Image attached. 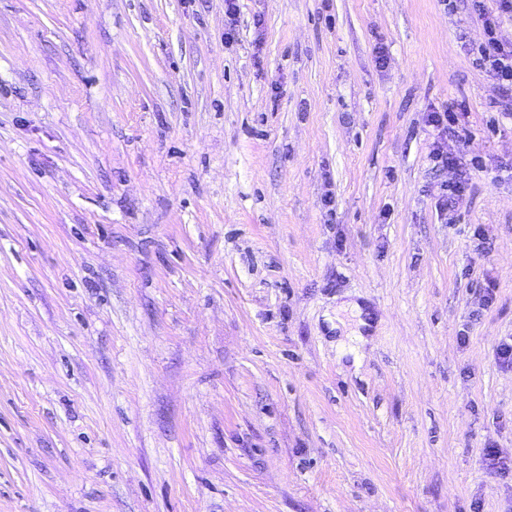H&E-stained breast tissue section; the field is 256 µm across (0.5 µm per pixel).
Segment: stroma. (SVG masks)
<instances>
[{
    "mask_svg": "<svg viewBox=\"0 0 512 512\" xmlns=\"http://www.w3.org/2000/svg\"><path fill=\"white\" fill-rule=\"evenodd\" d=\"M484 3L0 0V512H512Z\"/></svg>",
    "mask_w": 512,
    "mask_h": 512,
    "instance_id": "stroma-1",
    "label": "stroma"
}]
</instances>
